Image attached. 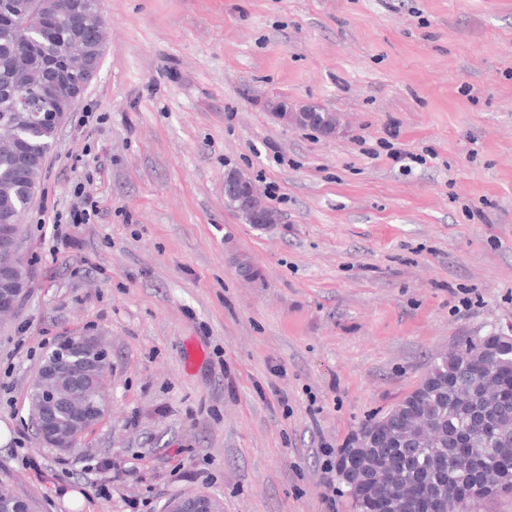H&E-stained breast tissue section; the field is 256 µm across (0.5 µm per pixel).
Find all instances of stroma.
Returning <instances> with one entry per match:
<instances>
[{"label":"stroma","instance_id":"1","mask_svg":"<svg viewBox=\"0 0 512 512\" xmlns=\"http://www.w3.org/2000/svg\"><path fill=\"white\" fill-rule=\"evenodd\" d=\"M99 70L22 223L0 487L36 512H351L341 449L434 355L512 326V0H102ZM276 100L335 114L284 125ZM248 176L278 221L245 223ZM96 216L69 223L81 197ZM68 227L59 238L56 224ZM90 330L110 410L64 454L28 389ZM217 505L207 494L180 495L168 502L166 512H221Z\"/></svg>","mask_w":512,"mask_h":512}]
</instances>
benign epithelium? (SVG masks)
Segmentation results:
<instances>
[{
    "instance_id": "7a95c632",
    "label": "benign epithelium",
    "mask_w": 512,
    "mask_h": 512,
    "mask_svg": "<svg viewBox=\"0 0 512 512\" xmlns=\"http://www.w3.org/2000/svg\"><path fill=\"white\" fill-rule=\"evenodd\" d=\"M99 61L85 59L74 74L78 79L77 90L59 101L44 113V119L62 126L69 112L95 77ZM274 118L283 124H319L329 136L336 135L337 128L328 124L327 118L313 104H290L279 101L271 108ZM224 190L235 193L251 224H265L272 219L269 214L254 208L260 198L253 184L243 175H228ZM20 233L13 224H0V317L14 312L19 298L28 288V280L15 276L21 258ZM52 353L62 364L45 362L32 380L37 386L38 406L29 411L37 435L43 444L65 452L72 451L75 426L89 420L86 402L83 401L85 376L93 371L103 372L106 353L92 333L66 336L60 340ZM166 512H221L217 502L207 494L196 493L172 498Z\"/></svg>"
}]
</instances>
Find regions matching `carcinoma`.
<instances>
[{"mask_svg": "<svg viewBox=\"0 0 512 512\" xmlns=\"http://www.w3.org/2000/svg\"><path fill=\"white\" fill-rule=\"evenodd\" d=\"M39 0H5L0 6V138L11 139L28 169L0 152V221L24 213V177L37 176L51 150L57 128L37 110L71 91L61 52L76 34L81 47L106 45L101 0H75L60 11L37 7ZM33 98L32 111L16 109L22 90ZM461 353L441 355L420 384L383 414L366 423L346 461L342 484L352 512H386L394 487L403 482L410 503L397 512H427L433 498L465 497L479 483L491 497L512 491V340L491 331L459 342ZM493 366L496 392L483 397L487 365ZM484 458L479 468L453 470L449 460L471 449Z\"/></svg>", "mask_w": 512, "mask_h": 512, "instance_id": "obj_1", "label": "carcinoma"}]
</instances>
